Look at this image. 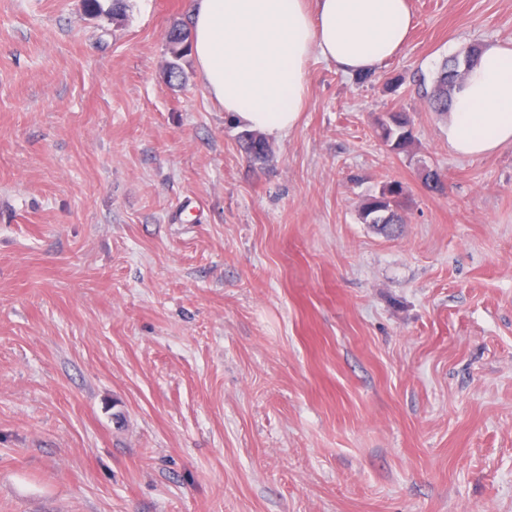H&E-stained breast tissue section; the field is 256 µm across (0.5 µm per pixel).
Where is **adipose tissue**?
Returning a JSON list of instances; mask_svg holds the SVG:
<instances>
[{"label": "adipose tissue", "mask_w": 512, "mask_h": 512, "mask_svg": "<svg viewBox=\"0 0 512 512\" xmlns=\"http://www.w3.org/2000/svg\"><path fill=\"white\" fill-rule=\"evenodd\" d=\"M188 17L210 97L232 123L275 139L306 109L312 57L373 74L402 52L414 25L409 0H188ZM446 126L449 149L464 157L512 145V43L481 47Z\"/></svg>", "instance_id": "adipose-tissue-1"}]
</instances>
